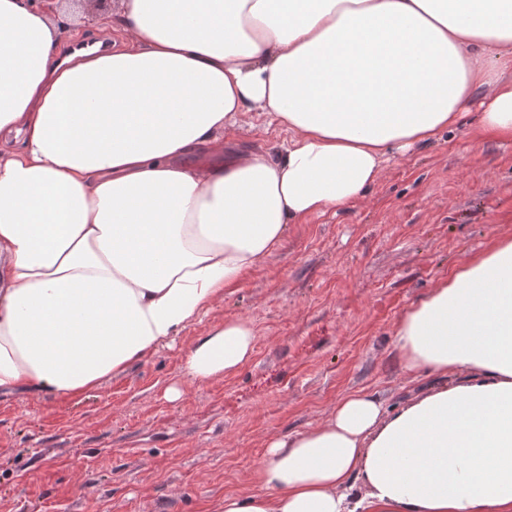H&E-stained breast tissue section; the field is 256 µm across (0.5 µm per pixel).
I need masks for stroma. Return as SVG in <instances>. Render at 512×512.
Wrapping results in <instances>:
<instances>
[{"label":"stroma","instance_id":"obj_1","mask_svg":"<svg viewBox=\"0 0 512 512\" xmlns=\"http://www.w3.org/2000/svg\"><path fill=\"white\" fill-rule=\"evenodd\" d=\"M478 112L391 161L356 205L290 225L222 303L96 391L0 396V512H223L225 494L256 491L269 436L358 390L401 407L421 384L397 359L398 316L512 236V140ZM228 318L251 322L250 360L185 376L186 351Z\"/></svg>","mask_w":512,"mask_h":512}]
</instances>
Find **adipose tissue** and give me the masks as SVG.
Listing matches in <instances>:
<instances>
[{
    "mask_svg": "<svg viewBox=\"0 0 512 512\" xmlns=\"http://www.w3.org/2000/svg\"><path fill=\"white\" fill-rule=\"evenodd\" d=\"M62 57L60 0H0V396H76L172 343L289 225L453 129L512 139V0H116ZM253 112L287 132L225 151ZM396 410L356 391L272 437L223 512H512V237L398 317ZM225 320L183 363L237 371Z\"/></svg>",
    "mask_w": 512,
    "mask_h": 512,
    "instance_id": "obj_1",
    "label": "adipose tissue"
}]
</instances>
